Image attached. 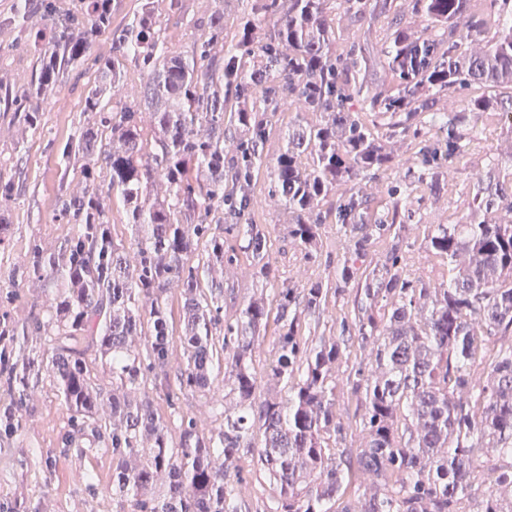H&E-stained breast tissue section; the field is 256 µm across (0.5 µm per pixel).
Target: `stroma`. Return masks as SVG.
Returning a JSON list of instances; mask_svg holds the SVG:
<instances>
[{"mask_svg": "<svg viewBox=\"0 0 512 512\" xmlns=\"http://www.w3.org/2000/svg\"><path fill=\"white\" fill-rule=\"evenodd\" d=\"M17 4L18 0H0V84L19 93L30 85L39 63L29 51L25 32L8 23ZM414 4L415 0H368L364 13L355 15L346 11L340 0H330L328 20L335 36V53L352 51L369 61L359 76L364 94L395 89L397 82L385 59L389 21L398 18L409 34L419 35L423 22ZM154 8L166 40L184 55H192L206 32L213 0H179L174 10L168 0H156ZM473 10L485 21L482 31L461 30L455 36L458 52L467 55L486 50L500 26L487 0H473ZM94 77L95 67L89 59L65 72L57 93L40 107V128L27 136H20L13 112L0 110V179L14 181L17 187L12 197L0 196V212H8L14 226L11 244L0 255L4 265L19 263L30 242L53 247L71 231L57 216L56 199L66 192L81 191L83 184L79 172L67 169L62 151L66 142L77 140L92 120L84 100ZM478 97L488 99V109L469 111V101ZM432 102L433 111L445 119H459L461 151L441 160L438 187H414L409 205L400 210L391 230L375 240L359 266H381L393 238L399 236L410 277L438 285L448 281V263L425 248V238L434 225L508 215L506 204L485 212L475 209L473 200L479 187L488 183L512 185V89L473 85L433 94ZM348 109L370 129L391 161L343 183L320 208L329 210L357 193L367 198L371 214H381L390 205L393 186L403 180L407 170L416 168L420 148L429 144L444 147L448 130L428 127L417 136L412 130L394 126L390 115L363 110L361 101H349ZM320 119V113L296 108L276 113L264 147L267 159H275L285 149L291 125L313 124ZM253 196L254 220L269 240L272 274L269 280H262L257 265L243 256L215 269L214 278L229 289L224 297V318H235L259 296L269 308H276L278 288H301L319 281L329 290L326 303L303 317L301 334L312 343L341 338L344 324L354 318V289L340 294L335 291L338 268L349 254L348 236L334 218H327L319 230L316 248L305 251L289 236L293 216L272 197L266 177H259ZM373 363L371 346L352 339L336 366V419L344 427L340 447L356 449L365 442L352 385L357 370L371 368ZM21 422L16 436L0 441V512H122L124 501L112 494L111 449L62 447L68 414L49 378L31 383ZM225 490L242 512H263L276 488L266 474L253 470L243 472L241 478H229Z\"/></svg>", "mask_w": 512, "mask_h": 512, "instance_id": "1", "label": "stroma"}]
</instances>
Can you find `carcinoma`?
<instances>
[{"label": "carcinoma", "instance_id": "obj_1", "mask_svg": "<svg viewBox=\"0 0 512 512\" xmlns=\"http://www.w3.org/2000/svg\"><path fill=\"white\" fill-rule=\"evenodd\" d=\"M472 0H418L425 37L411 38L403 27L389 37L388 68L397 76V93L364 101L365 110L402 115L405 125L416 117L433 125L429 93L471 84L489 88L512 85V0H489L503 16L487 51L454 56L456 25L477 31L482 16ZM206 39L192 57L167 45L146 0L142 13L112 40V53L94 59L96 77L86 97L95 121L63 156L78 169L79 194H63L60 219L73 231L55 249L34 241L25 259L7 274L11 294L36 286L47 291L45 315L18 327L8 311L0 313V434L21 430L14 410L23 406L30 378L45 373L69 414L62 436L65 448L88 441L112 449V493L124 498L128 512H241L228 498L225 482L238 460L250 457L268 473L277 494L266 512H332L349 482L351 465L369 472L379 490L360 509L341 512H463L476 485L483 459L498 451L512 456V346L501 349L484 380L473 378L478 345L512 333V220L477 224H436L427 248L448 263L464 254L468 264L451 267L448 285L430 287L409 278L398 249L386 263L358 276L356 262L371 243L391 228L387 218L368 222L366 201L350 196L335 209L336 223L349 233L353 257L343 261L338 282L356 284L360 299L354 327L357 339L375 350L376 370H358L353 383L360 400L366 441L356 461L336 452L341 426L336 422V362L341 345L322 340L311 345L300 334L302 315L320 309L328 290L322 283L282 288L277 294L279 325L267 379L288 387V397L260 384L253 353L270 310L254 298L233 322H221L224 282L208 275L215 267L248 253L259 274H271L264 262L265 233L247 225L242 244L224 247V234L212 224L247 219L251 198L243 188L224 192V136L238 135L239 183L266 169L272 195L293 215L288 234L301 246L316 245L323 224L318 207L340 183L385 166L382 145L346 103L358 93L361 61L332 49L333 31L326 15L328 0H258L242 21L241 38L224 49V0H214ZM44 15L50 32L37 30L32 49L41 59L34 90L11 94L0 90V103L14 110L21 134L39 128V113L23 103L31 95L45 100L56 92L60 75L85 60L96 35L111 26L112 0H87L80 13L57 14L49 2ZM277 17L266 40L257 37L262 19ZM292 48L284 54L283 45ZM133 55L146 73L144 109L122 103V60ZM290 99L327 119L288 129L286 149L275 161L263 154L269 113ZM237 106L227 110L229 103ZM154 118L146 137L139 114ZM437 151L425 155L419 173L405 176V193L393 215L405 206L412 182L426 181ZM166 185L164 200L151 199V186ZM126 208L134 237L133 251L113 241V198ZM203 246L197 263L191 258ZM182 284L184 363L170 385V310L167 286ZM390 305L377 319L372 308ZM483 317L475 327L472 315ZM33 331L48 344L38 356L17 352L19 334ZM144 336L143 348L133 345ZM112 365V390L96 386L91 365ZM224 361L229 394L224 406L211 376ZM166 389V400L180 419L179 441L156 414L146 385ZM470 389L475 400L459 397ZM210 396L222 419L217 432L205 436L194 420L180 412L177 392ZM108 403L109 418L98 407ZM482 418H473V405ZM152 441L149 446L144 441ZM162 493H155L157 485ZM480 512H512V468L499 471L484 487Z\"/></svg>", "mask_w": 512, "mask_h": 512}]
</instances>
